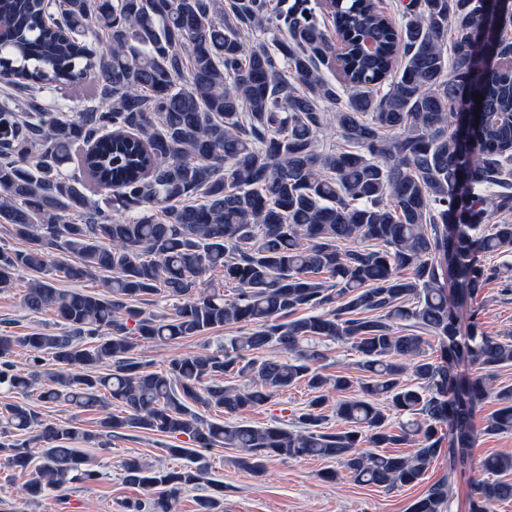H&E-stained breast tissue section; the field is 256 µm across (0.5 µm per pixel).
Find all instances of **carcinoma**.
I'll return each instance as SVG.
<instances>
[{
    "label": "carcinoma",
    "mask_w": 512,
    "mask_h": 512,
    "mask_svg": "<svg viewBox=\"0 0 512 512\" xmlns=\"http://www.w3.org/2000/svg\"><path fill=\"white\" fill-rule=\"evenodd\" d=\"M309 2L273 12L268 0H0V85L85 92L69 118L34 94L0 102V224L20 241L0 246V290L35 274L25 306L66 326L1 330L0 389L41 384L44 404L103 413L80 430L0 404V460L32 498L99 479L72 444L106 452L112 434L146 430L186 437L192 447L168 452L190 464L126 461L127 481L149 490L126 512H173L213 447L242 451L255 476L273 459L316 457L385 488L420 483L443 454L448 476L409 512H448L472 419L512 366V336L488 335L472 307L492 275L480 258L512 248V224H490L491 211L512 212V14L486 0H409L396 21L373 0H318L343 38L338 55ZM477 31L497 43V63L476 50ZM326 69L349 90L341 105ZM469 88L483 95L475 150L455 124ZM329 121L343 145L323 150ZM56 276L100 277L104 291L60 289ZM161 301L160 312L140 308ZM223 327L239 334L163 369L137 357L142 342ZM325 342L350 345L363 378L323 373ZM269 346L286 356L251 357ZM17 348L28 351L21 369ZM231 375L244 383H224ZM298 384L315 396L291 429L197 411L233 415ZM355 386L336 400L343 427L325 430L329 390ZM495 397L484 433L512 432V386ZM408 442L413 455L390 452ZM481 468L469 512L512 501L501 479L512 457ZM196 504L224 512L223 487Z\"/></svg>",
    "instance_id": "cac0c4a2"
}]
</instances>
